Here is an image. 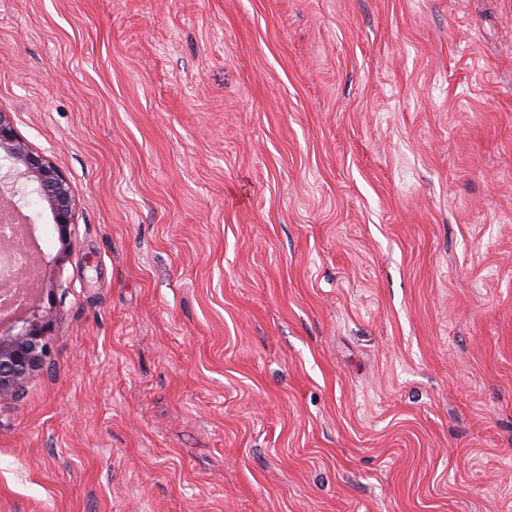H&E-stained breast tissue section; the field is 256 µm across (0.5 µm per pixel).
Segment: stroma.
Wrapping results in <instances>:
<instances>
[{
  "instance_id": "stroma-1",
  "label": "stroma",
  "mask_w": 512,
  "mask_h": 512,
  "mask_svg": "<svg viewBox=\"0 0 512 512\" xmlns=\"http://www.w3.org/2000/svg\"><path fill=\"white\" fill-rule=\"evenodd\" d=\"M0 112V512H512V0H0ZM3 152V156H2ZM7 161L9 164H2ZM5 167V171L2 169ZM33 186L32 189H29ZM17 202L36 193L48 203L53 229L62 246L71 237L75 198L61 170L47 157L29 148L17 134L11 119L0 113V193ZM51 314L31 305L24 313L0 320V401L13 397L19 386L39 370L49 353Z\"/></svg>"
}]
</instances>
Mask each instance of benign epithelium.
<instances>
[{
    "instance_id": "7a95c632",
    "label": "benign epithelium",
    "mask_w": 512,
    "mask_h": 512,
    "mask_svg": "<svg viewBox=\"0 0 512 512\" xmlns=\"http://www.w3.org/2000/svg\"><path fill=\"white\" fill-rule=\"evenodd\" d=\"M17 201L35 193L48 203L53 229L67 245L74 224L75 198L61 170L29 148L11 119L0 113V193ZM51 314L32 305L24 313L0 320V401L15 395L19 386L39 370L49 353Z\"/></svg>"
}]
</instances>
